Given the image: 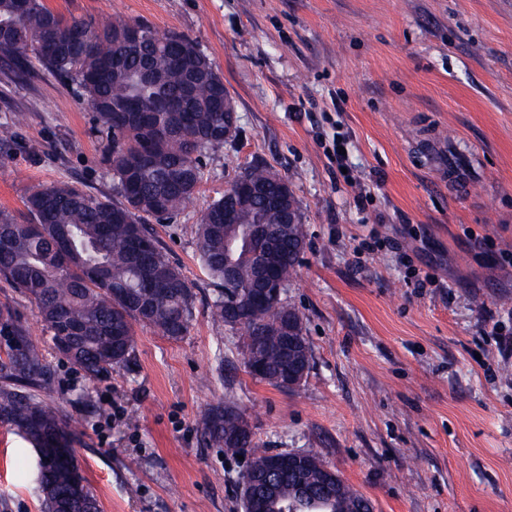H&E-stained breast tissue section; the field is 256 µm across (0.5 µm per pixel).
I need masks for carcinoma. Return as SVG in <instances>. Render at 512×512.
<instances>
[{
    "label": "carcinoma",
    "instance_id": "1",
    "mask_svg": "<svg viewBox=\"0 0 512 512\" xmlns=\"http://www.w3.org/2000/svg\"><path fill=\"white\" fill-rule=\"evenodd\" d=\"M0 54L14 79L34 65L76 85L94 112L92 129L105 142L115 200L102 199L64 182L32 187L24 214L0 210V279L34 305L54 348L90 380L129 362L137 327H149L177 340L192 326L193 285L161 246L149 220L172 223L195 199L204 178V160L224 152V77L197 41L184 33H157L149 24L99 22L66 16L45 0H0ZM247 174L264 195L230 203L224 223V197L209 202L194 230L200 268L220 289L211 320L239 335L243 353L265 351L260 380L282 386L283 356L271 349L277 325L286 315L301 317L286 299L258 307L242 306L232 315L224 297L245 300L254 282V224H278L269 199L288 185L273 171L254 166ZM301 216L279 242L277 276L287 283L299 261L288 245H305ZM79 338L62 347L67 327ZM0 424L23 435L38 450L66 449L69 468L82 471L74 452L78 431L47 402L56 372L43 347L30 336L23 313L0 302ZM203 442L226 455L253 451V433L237 402L229 398L207 409L200 420ZM325 464L307 459L297 474L279 475L277 493L248 485L251 496L268 502L266 512L284 504L297 512H353L367 498L338 481L331 499L310 497L301 485L316 484ZM43 512H101L89 483L80 493L69 473L54 465L38 471Z\"/></svg>",
    "mask_w": 512,
    "mask_h": 512
}]
</instances>
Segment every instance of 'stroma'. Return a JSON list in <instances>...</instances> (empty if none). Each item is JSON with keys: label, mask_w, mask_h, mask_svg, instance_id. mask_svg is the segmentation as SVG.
<instances>
[{"label": "stroma", "mask_w": 512, "mask_h": 512, "mask_svg": "<svg viewBox=\"0 0 512 512\" xmlns=\"http://www.w3.org/2000/svg\"><path fill=\"white\" fill-rule=\"evenodd\" d=\"M66 15L178 31L210 56L239 135L207 158L195 200L154 232L197 294L187 336L137 331L129 365L86 379L30 300L0 281L57 374L52 406L102 512H240L246 460L199 421L234 398L258 447L318 456L374 512H512V0H47ZM0 209L36 185L111 193L106 149L73 87L0 70ZM451 144L475 193L440 181ZM344 140L349 176L333 153ZM233 165H226V158ZM285 177L307 248L287 299L312 348L300 387L246 372L216 329L194 257L207 202L252 166ZM37 456L0 425V512H40Z\"/></svg>", "instance_id": "35a3bbf8"}]
</instances>
